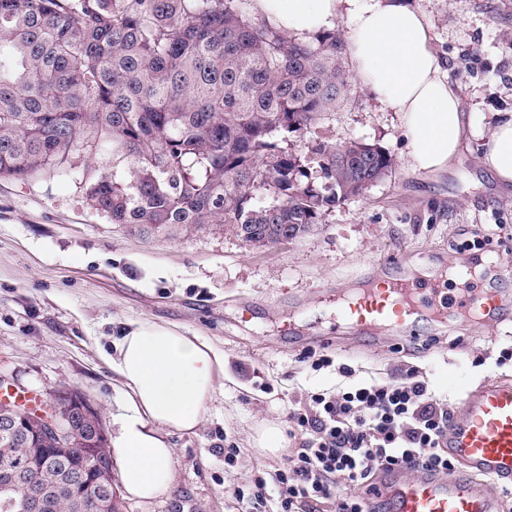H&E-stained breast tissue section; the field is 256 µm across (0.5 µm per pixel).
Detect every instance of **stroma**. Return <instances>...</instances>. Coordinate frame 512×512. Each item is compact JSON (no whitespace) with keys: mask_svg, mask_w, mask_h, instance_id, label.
I'll use <instances>...</instances> for the list:
<instances>
[{"mask_svg":"<svg viewBox=\"0 0 512 512\" xmlns=\"http://www.w3.org/2000/svg\"><path fill=\"white\" fill-rule=\"evenodd\" d=\"M426 14L431 45L463 111L512 112V0H413ZM375 144L393 156L388 176L362 196L339 203L309 234L269 247L246 245L230 225L174 239L146 238L115 224L86 201L84 173L125 177L127 162L109 144L76 151L73 168L18 181L0 178V374L49 396L83 393L117 436L122 392L101 355L132 322L162 324L204 337L224 354V378L192 433L171 432L175 482L169 497L137 501L115 488L121 512H243L233 491L254 473L273 477L284 448H257L267 424L287 430L289 400L332 391L347 380L317 369L306 351L346 363L360 380L390 381L418 367L430 389L450 403V378L471 383L512 377V362L472 366L474 355L512 339V320L465 326L423 322L415 335L436 338L431 354L404 332L363 340L350 331L326 338L320 296L352 282L420 277L438 263L467 257L461 244L481 224L498 225L492 246L512 252V193L482 167L477 145L463 146L451 169H414L397 112L359 83L340 109L326 113L310 140ZM464 350L448 346L455 337ZM239 450L226 466L221 449Z\"/></svg>","mask_w":512,"mask_h":512,"instance_id":"stroma-1","label":"stroma"}]
</instances>
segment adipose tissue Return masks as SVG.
<instances>
[{
    "mask_svg": "<svg viewBox=\"0 0 512 512\" xmlns=\"http://www.w3.org/2000/svg\"><path fill=\"white\" fill-rule=\"evenodd\" d=\"M274 28L301 37L349 21L348 50L357 81L399 112L414 169L448 170L469 138L489 132L481 155L502 189L512 188V112H466L443 73L422 9L409 0H253ZM104 360L123 388L120 431L111 454L127 497L167 496L175 481L169 431L201 424L224 355L208 341L161 325H132Z\"/></svg>",
    "mask_w": 512,
    "mask_h": 512,
    "instance_id": "1",
    "label": "adipose tissue"
}]
</instances>
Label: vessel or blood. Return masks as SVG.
Segmentation results:
<instances>
[{
  "label": "vessel or blood",
  "mask_w": 512,
  "mask_h": 512,
  "mask_svg": "<svg viewBox=\"0 0 512 512\" xmlns=\"http://www.w3.org/2000/svg\"><path fill=\"white\" fill-rule=\"evenodd\" d=\"M444 292L416 288L403 280L369 292L337 308L336 318L360 334L388 324L413 327L441 316ZM454 304L461 321L495 320L502 299L494 288H468ZM448 453L470 471V478L396 468L384 473L380 499L390 512H499L498 486L512 487V381L490 379L465 389L448 427Z\"/></svg>",
  "instance_id": "b4317fda"
}]
</instances>
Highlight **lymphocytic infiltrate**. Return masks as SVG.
<instances>
[{
  "label": "lymphocytic infiltrate",
  "instance_id": "lymphocytic-infiltrate-1",
  "mask_svg": "<svg viewBox=\"0 0 512 512\" xmlns=\"http://www.w3.org/2000/svg\"><path fill=\"white\" fill-rule=\"evenodd\" d=\"M285 464L273 481L255 475L234 496L246 512H371L380 471L456 462L442 446L452 413L419 370L398 380H367L288 403Z\"/></svg>",
  "mask_w": 512,
  "mask_h": 512
}]
</instances>
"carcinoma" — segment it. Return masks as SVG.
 <instances>
[{"mask_svg": "<svg viewBox=\"0 0 512 512\" xmlns=\"http://www.w3.org/2000/svg\"><path fill=\"white\" fill-rule=\"evenodd\" d=\"M252 0H0V178L71 169L92 133L129 178L87 173L86 199L144 237L232 224L248 245L300 238L337 203L391 173L375 145L289 147L350 98L346 45L334 30L309 40L249 15ZM262 191L267 200L254 202ZM41 437L47 512H80L65 470L84 461ZM31 463L0 436V469Z\"/></svg>", "mask_w": 512, "mask_h": 512, "instance_id": "cac0c4a2", "label": "carcinoma"}]
</instances>
